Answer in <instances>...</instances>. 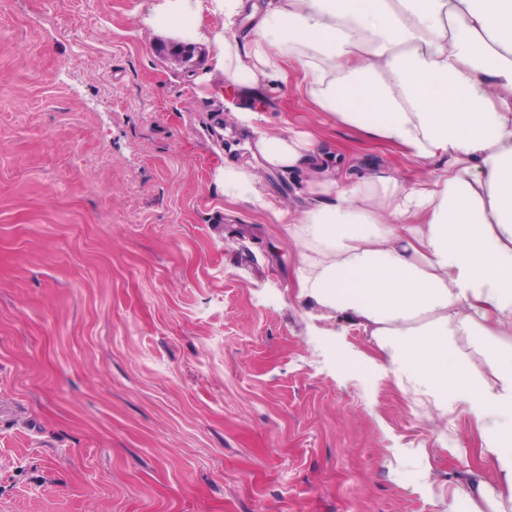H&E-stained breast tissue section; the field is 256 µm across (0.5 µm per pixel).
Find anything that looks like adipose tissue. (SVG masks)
I'll use <instances>...</instances> for the list:
<instances>
[{
    "mask_svg": "<svg viewBox=\"0 0 512 512\" xmlns=\"http://www.w3.org/2000/svg\"><path fill=\"white\" fill-rule=\"evenodd\" d=\"M145 22L207 45L213 76L241 88L287 78L295 59L319 111L418 162L449 159L410 187L385 170L347 190L311 180L298 211L243 167L220 165L213 181L282 219L298 296L370 330L386 370L437 410L466 412L512 486V0H153ZM241 119L266 168L318 170L310 134H268L251 109ZM457 336L477 338L491 379L461 363Z\"/></svg>",
    "mask_w": 512,
    "mask_h": 512,
    "instance_id": "adipose-tissue-1",
    "label": "adipose tissue"
}]
</instances>
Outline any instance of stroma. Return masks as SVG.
Wrapping results in <instances>:
<instances>
[{"instance_id":"35a3bbf8","label":"stroma","mask_w":512,"mask_h":512,"mask_svg":"<svg viewBox=\"0 0 512 512\" xmlns=\"http://www.w3.org/2000/svg\"><path fill=\"white\" fill-rule=\"evenodd\" d=\"M150 0H0V512H460L498 482L473 420L381 368L374 336L292 283L283 205L234 107L306 130L358 174L424 168L287 82L206 98L210 52L174 61Z\"/></svg>"}]
</instances>
